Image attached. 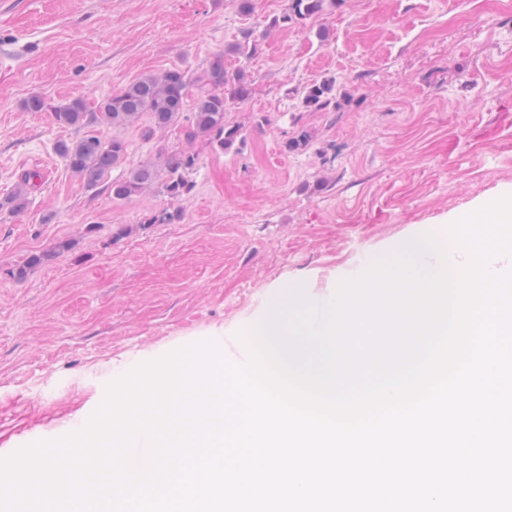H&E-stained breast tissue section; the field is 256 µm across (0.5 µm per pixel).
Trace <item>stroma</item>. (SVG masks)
<instances>
[{"label": "stroma", "instance_id": "1", "mask_svg": "<svg viewBox=\"0 0 512 512\" xmlns=\"http://www.w3.org/2000/svg\"><path fill=\"white\" fill-rule=\"evenodd\" d=\"M289 0H0V458L85 427L108 384L140 364L260 314L270 289L302 280L314 303L369 254L446 224L512 189V0H337L285 29ZM259 50L233 52L245 31ZM245 68L230 102L238 152L195 146V187L113 200L72 173L58 141L127 145L111 179L185 149L179 128L145 138L148 117L112 129L55 124L24 102L81 100L95 111L146 74ZM335 79L337 107L302 106ZM312 140L284 143L297 127ZM173 224H151L161 209ZM59 240L68 251L51 254ZM34 253L27 278L12 271Z\"/></svg>", "mask_w": 512, "mask_h": 512}]
</instances>
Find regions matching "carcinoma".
<instances>
[{"mask_svg": "<svg viewBox=\"0 0 512 512\" xmlns=\"http://www.w3.org/2000/svg\"><path fill=\"white\" fill-rule=\"evenodd\" d=\"M327 0H290L288 10L269 18L270 29L286 27L295 21L312 18L324 11ZM257 50V39L247 33L233 52L246 59ZM201 85L193 100L192 112L183 117L188 103L190 88ZM249 95V85L243 81L242 71L233 72L224 67V55H217L209 68L197 79L181 69H170L159 75H145L127 85L119 93L102 99L98 111L88 113L79 100L57 105L48 104L41 96L29 97L24 107L30 112L49 110L55 123L61 127H81L102 121L114 128L135 124L143 114L150 116L145 136L151 137L186 119L181 134L187 144L201 143L216 153H236L242 141L241 129L224 120L228 100H243ZM336 86L331 80L313 83L305 88V107L319 112L336 109ZM311 135L300 127L295 135L284 143L285 150L294 152L306 148ZM56 151L66 160L71 171L88 187L94 188L118 164L127 151L124 140L114 136L102 140L97 136H85L75 141H60ZM197 154L177 152L164 157L166 175L157 181L156 169L151 164L131 170L122 179L107 184V190L115 200H126L140 195L147 188L160 183L161 192L174 201H185L194 189L191 173L196 166ZM35 176L22 178L18 190L0 201V208L18 211L24 207L27 188L34 185Z\"/></svg>", "mask_w": 512, "mask_h": 512, "instance_id": "carcinoma-1", "label": "carcinoma"}]
</instances>
